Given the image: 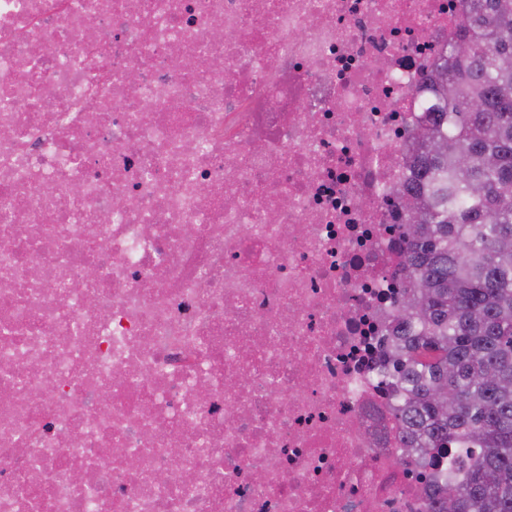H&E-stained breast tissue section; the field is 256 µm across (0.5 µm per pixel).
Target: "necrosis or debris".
Returning a JSON list of instances; mask_svg holds the SVG:
<instances>
[{"mask_svg": "<svg viewBox=\"0 0 512 512\" xmlns=\"http://www.w3.org/2000/svg\"><path fill=\"white\" fill-rule=\"evenodd\" d=\"M464 17L0 0V512H435L383 329ZM106 52L102 47L91 46L82 59L84 65L91 71L89 80L84 88L78 91L79 96L93 94L104 88L107 70H106Z\"/></svg>", "mask_w": 512, "mask_h": 512, "instance_id": "necrosis-or-debris-1", "label": "necrosis or debris"}]
</instances>
